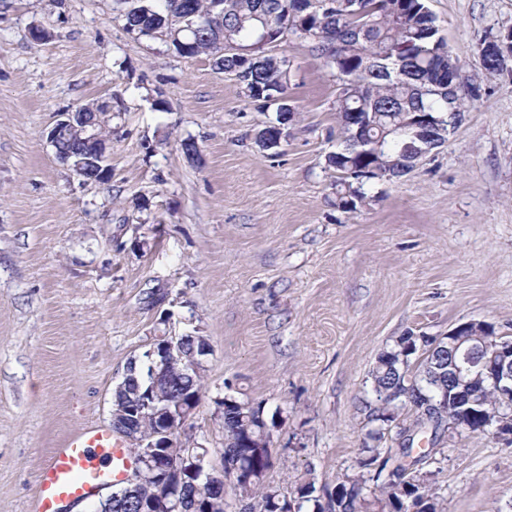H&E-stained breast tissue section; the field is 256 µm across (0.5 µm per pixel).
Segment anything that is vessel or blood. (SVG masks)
<instances>
[{"instance_id": "b4317fda", "label": "vessel or blood", "mask_w": 512, "mask_h": 512, "mask_svg": "<svg viewBox=\"0 0 512 512\" xmlns=\"http://www.w3.org/2000/svg\"><path fill=\"white\" fill-rule=\"evenodd\" d=\"M130 467L124 443L109 427L83 429L70 436L43 466L33 512H64L65 504L123 480Z\"/></svg>"}]
</instances>
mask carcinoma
<instances>
[{"label":"carcinoma","instance_id":"1","mask_svg":"<svg viewBox=\"0 0 512 512\" xmlns=\"http://www.w3.org/2000/svg\"><path fill=\"white\" fill-rule=\"evenodd\" d=\"M113 11L125 28L142 36H154L160 28L176 53L182 57L205 55L223 64L222 71L236 77L248 98L274 107L276 121L259 131L269 137L288 128V60H274L263 48V32L258 16L274 14L288 18L292 36L311 44V51L324 60L336 78V98L332 109L340 132L337 150L328 155L336 170V207L354 212L367 199L366 188L400 179L410 173L421 157L439 148L438 139L448 136L439 126L448 125L450 115L462 120L465 96L448 86V75L457 69V60L439 35L436 17L426 0H224V40L215 30L196 32L180 29L182 0H113ZM490 52L480 57L481 67L495 74L497 55L512 51V41L502 33L488 40ZM420 340L400 336L381 350L370 372L373 392L386 405L371 413L382 423L395 421V413L409 408L415 413L412 430L430 428L436 433L450 423L470 432L480 431L483 420H491L504 431H512V397L507 399L486 378L475 374L470 387L484 401V419H461L448 404L433 416H424L420 376L438 388H448V377L436 378L426 369L427 358H416ZM203 374L183 365L170 370L167 401L175 405L190 397L201 398ZM224 455L242 468L255 473V479L240 488L256 501L259 512H281L285 501L277 489L265 484L270 468L267 450L249 447L260 438L257 420L262 403L240 401L226 395L224 401ZM415 454L409 473L396 481L363 473L345 475L336 487L317 489L312 482H300L292 492L296 512L313 504V512H440L420 467L429 455L426 448H400ZM376 487L373 499L365 487ZM186 512H224V499L212 491L202 476L184 494Z\"/></svg>","mask_w":512,"mask_h":512}]
</instances>
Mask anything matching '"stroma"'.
Returning a JSON list of instances; mask_svg holds the SVG:
<instances>
[{
	"label": "stroma",
	"mask_w": 512,
	"mask_h": 512,
	"mask_svg": "<svg viewBox=\"0 0 512 512\" xmlns=\"http://www.w3.org/2000/svg\"><path fill=\"white\" fill-rule=\"evenodd\" d=\"M480 96L446 144L401 179L336 206V81L288 39L296 119L206 56L128 32L113 0H0V512H31L38 476L72 434L109 424L112 392L156 336H206L191 432L222 466L224 395L273 417L283 493L335 486L365 445L398 453L400 411L369 441V372L407 332L485 322L512 339V64L480 43L512 0H427ZM112 106L109 178L87 182L48 140L60 114ZM198 147L195 157L182 150ZM422 473L442 512H512V443L440 432Z\"/></svg>",
	"instance_id": "35a3bbf8"
}]
</instances>
